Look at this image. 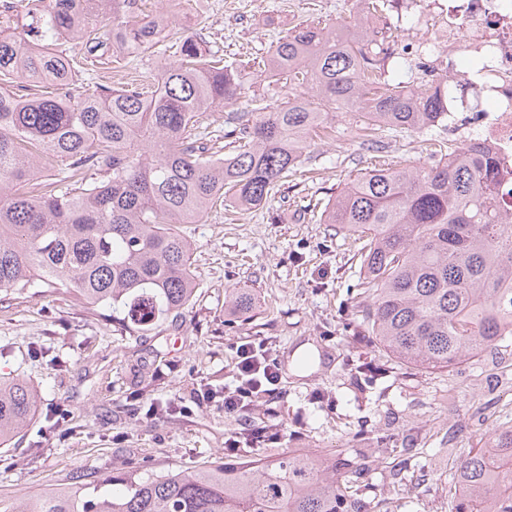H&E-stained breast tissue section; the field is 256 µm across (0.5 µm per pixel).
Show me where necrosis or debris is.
Listing matches in <instances>:
<instances>
[{
	"label": "necrosis or debris",
	"instance_id": "obj_1",
	"mask_svg": "<svg viewBox=\"0 0 512 512\" xmlns=\"http://www.w3.org/2000/svg\"><path fill=\"white\" fill-rule=\"evenodd\" d=\"M448 37L417 18L419 44L436 56L448 44V136L494 153L512 189V0H447Z\"/></svg>",
	"mask_w": 512,
	"mask_h": 512
}]
</instances>
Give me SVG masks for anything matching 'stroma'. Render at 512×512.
I'll use <instances>...</instances> for the list:
<instances>
[{"mask_svg":"<svg viewBox=\"0 0 512 512\" xmlns=\"http://www.w3.org/2000/svg\"><path fill=\"white\" fill-rule=\"evenodd\" d=\"M156 12L203 32L224 55H265L296 25L348 19L353 0H151ZM379 19L391 53L384 78L406 81L429 68L412 45L414 15ZM355 114L339 115L333 138L316 142L314 172H297L260 207L210 211L181 225L193 245L197 289L182 314L141 333L93 316L60 288L0 291V376H23L38 396L28 428L0 447V512L71 482L102 491L113 467L138 478L192 471L232 455L263 462L287 451L369 459L358 496L368 512H452L448 472L512 420V339L452 370L401 363L378 348L355 316L361 302L358 244L323 223L312 204L336 194L376 154L356 136ZM386 159L430 164L424 135L383 138ZM250 291L249 317L230 320L224 298ZM262 346L281 380L254 407L225 413L236 347ZM311 345L318 364L296 374L292 353ZM371 367L364 380L358 367ZM200 390L215 392L200 403ZM238 432L228 452L224 441Z\"/></svg>","mask_w":512,"mask_h":512,"instance_id":"obj_1","label":"stroma"}]
</instances>
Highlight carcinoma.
Segmentation results:
<instances>
[{"instance_id":"cac0c4a2","label":"carcinoma","mask_w":512,"mask_h":512,"mask_svg":"<svg viewBox=\"0 0 512 512\" xmlns=\"http://www.w3.org/2000/svg\"><path fill=\"white\" fill-rule=\"evenodd\" d=\"M38 42L0 29V291L46 285L72 292L88 310L108 308L142 332L195 295L193 245L179 224H198L218 200L255 208L310 160L315 136L331 137L339 113L360 117L362 144L379 150L387 128L428 135L448 117V84L413 88L382 79L386 53L370 15L387 0H356L350 21L300 24L253 63L219 65L196 33L152 82L71 85L79 63L149 49L169 27L138 0H40ZM63 42L79 51L58 50ZM277 104L226 113L217 135L203 117L236 104L245 75ZM49 84L29 97L4 87ZM232 139L224 154L222 140ZM419 166L378 164L323 204L324 223L360 242L364 303L357 316L375 343L401 361L449 370L512 337V204L500 170L478 143L448 148ZM62 177L43 176L46 161ZM228 309L245 315L254 297L234 288ZM37 395L22 378L0 380V445L31 421ZM368 465L322 464L289 452L273 463L215 462L194 472L133 479L95 496L61 484L13 512H367L356 497ZM454 512H512V424L472 448L448 474Z\"/></svg>"}]
</instances>
